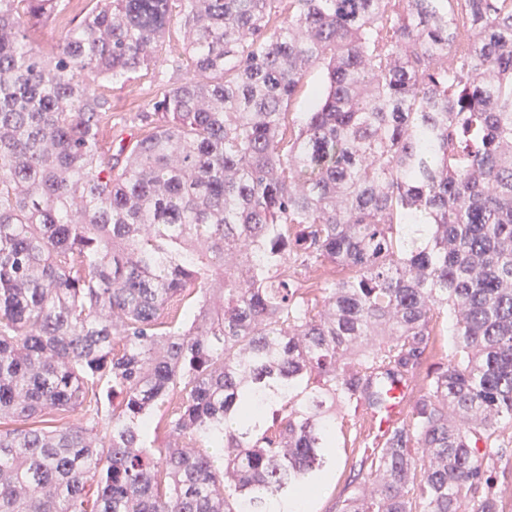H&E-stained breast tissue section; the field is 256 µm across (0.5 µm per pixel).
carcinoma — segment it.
<instances>
[{
    "label": "carcinoma",
    "mask_w": 512,
    "mask_h": 512,
    "mask_svg": "<svg viewBox=\"0 0 512 512\" xmlns=\"http://www.w3.org/2000/svg\"><path fill=\"white\" fill-rule=\"evenodd\" d=\"M60 6L0 0V420L90 418L0 429V512L314 493L336 420L414 390L443 315L453 358L340 512H501L512 0H97L47 58L27 26ZM175 6L196 77L118 169L87 82L148 67ZM325 263L345 275L314 303L298 269ZM177 387L176 442L151 450ZM86 417H87L86 412L83 409H76V410L64 412L61 414L52 412L43 417H38L36 419L30 420L28 422V425L35 426V427L50 426L51 428L62 427V426H67V425L76 423L79 420H81V422H85ZM44 420H49V422L48 423L42 422ZM50 427H47V428H50Z\"/></svg>",
    "instance_id": "1"
}]
</instances>
